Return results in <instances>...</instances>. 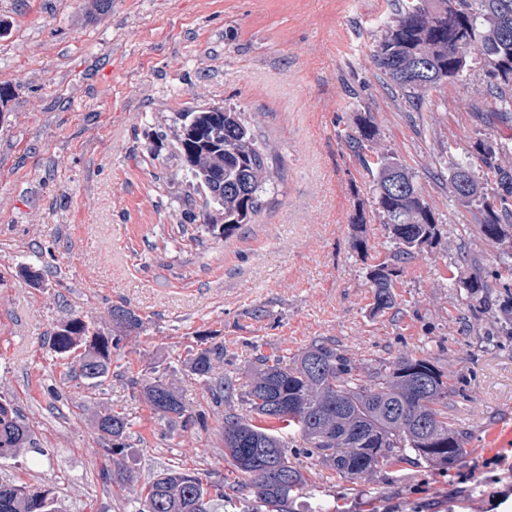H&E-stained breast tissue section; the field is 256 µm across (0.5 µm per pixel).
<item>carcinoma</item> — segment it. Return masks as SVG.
<instances>
[{
  "mask_svg": "<svg viewBox=\"0 0 512 512\" xmlns=\"http://www.w3.org/2000/svg\"><path fill=\"white\" fill-rule=\"evenodd\" d=\"M374 58L386 82L402 95L422 101L448 80L464 77L468 63L480 60L496 78L490 87L488 111L512 120V0H402L378 39ZM256 120L224 109L216 121L213 107L180 112L175 121L173 148L191 174L193 191L203 203V223L231 236L262 209V193L275 179L269 165L271 145L255 134ZM372 113L366 112L349 147L371 170V204L390 239L386 261L368 272L373 310L396 309L395 281L405 266L435 244L438 228L433 207L416 176L397 159L375 146ZM479 159L497 178L498 193L484 196L474 174ZM452 188L463 202L480 205L477 233L488 241L512 239V153L486 145L477 154L451 156ZM353 247L368 250L366 221L359 211L352 218ZM512 281V265L496 271L494 281L472 275L457 282L468 296L486 302L497 295L496 282ZM117 334L91 331V322L73 315L48 338L49 347L65 355L84 347L75 372L87 380L105 377L112 350L122 337L138 333L144 320L122 306L112 307ZM223 352L214 347L196 350L187 360L191 374L215 385L224 404V458L235 473L211 484L196 475L165 470L140 496V512H213L216 501L239 502L240 512H297L293 504L305 495L306 479L291 462L288 448L321 460L337 475L369 481L377 471L412 456L427 468L447 470L468 454V433L449 411L467 400L444 381L430 352L401 353L378 361L367 373L331 338L318 340L289 359L260 357L241 395L245 411L230 407L236 391L233 377L215 372ZM144 400L163 418L183 417L176 388L157 378L141 386ZM279 422L266 428L254 418ZM107 436L112 481L130 482L115 455L123 447L127 417L117 412L97 416ZM21 448H36L32 430L8 402L0 403V456ZM0 512H57L54 499L42 490L0 482Z\"/></svg>",
  "mask_w": 512,
  "mask_h": 512,
  "instance_id": "obj_1",
  "label": "carcinoma"
}]
</instances>
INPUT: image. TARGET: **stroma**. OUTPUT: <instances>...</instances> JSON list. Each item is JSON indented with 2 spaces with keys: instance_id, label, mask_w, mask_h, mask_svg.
Here are the masks:
<instances>
[{
  "instance_id": "stroma-1",
  "label": "stroma",
  "mask_w": 512,
  "mask_h": 512,
  "mask_svg": "<svg viewBox=\"0 0 512 512\" xmlns=\"http://www.w3.org/2000/svg\"><path fill=\"white\" fill-rule=\"evenodd\" d=\"M395 0H0V400L16 406L38 450L0 457V481L48 491L60 512H136L153 477L231 472L224 411L184 367L199 343L224 348L245 391L257 357L295 356L330 337L369 369L402 351L433 353L449 385L474 402L453 411L470 433L466 482L407 459L373 481L346 480L300 454L310 503L329 512H512V463L483 468L512 427V339L490 341L500 303L454 280L484 275L512 248L478 234L475 205L452 192L450 155L484 142L512 150V124L472 111L494 76L471 61L462 80L424 102L398 96L373 61ZM203 104L258 117L278 176L253 223L209 231L202 201L174 154L177 113ZM372 113L379 147L406 164L435 203L439 239L396 280L399 317L373 315L367 271L388 252L370 208L368 171L344 141ZM366 203L369 250L351 246L349 218ZM39 269L32 282L23 267ZM144 330L123 340L101 382L73 371L48 338L78 314L110 331L112 307ZM262 318H254L255 309ZM174 381L176 422L144 401L140 381ZM129 420L120 459L127 485L103 479L100 413Z\"/></svg>"
}]
</instances>
